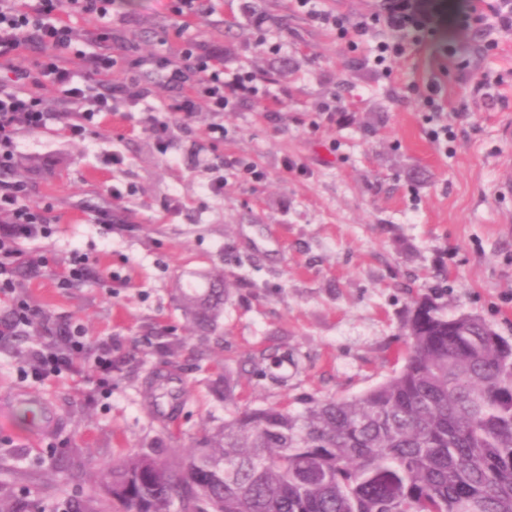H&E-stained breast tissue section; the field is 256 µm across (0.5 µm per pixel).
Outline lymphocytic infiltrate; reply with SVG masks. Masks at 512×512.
I'll return each mask as SVG.
<instances>
[{
    "instance_id": "f902f5d3",
    "label": "lymphocytic infiltrate",
    "mask_w": 512,
    "mask_h": 512,
    "mask_svg": "<svg viewBox=\"0 0 512 512\" xmlns=\"http://www.w3.org/2000/svg\"><path fill=\"white\" fill-rule=\"evenodd\" d=\"M308 7L310 0H297ZM115 0H0V71L8 73L9 84L0 85V216L7 217V229L0 231V296L12 297L15 274L20 265H41L43 256L26 253L24 239L50 232V207L29 198V187L14 178L18 138L24 133L47 129L55 115L37 96L36 87H56L72 105L75 117L67 125L68 135L82 139L95 134L98 118L111 111L114 96L103 89L98 77L111 72L117 60L108 53L112 43V7ZM309 9V7H308ZM92 16L100 27L88 37L87 49L73 46L71 26L60 13ZM309 18L337 28L341 38L368 35L377 23L394 30L412 29L422 37L432 29L420 17L414 0H384L380 11L353 20L342 15L309 9ZM462 29L512 31V0H465L460 16ZM35 53L32 67L17 63L24 51ZM182 68L168 75L181 91L170 103V120H155L149 133L159 141L171 133V120L185 123L195 116L197 100H205L214 114L236 110L251 99L264 97L255 76L247 70L224 71V54L216 48L202 49L186 43L181 51Z\"/></svg>"
}]
</instances>
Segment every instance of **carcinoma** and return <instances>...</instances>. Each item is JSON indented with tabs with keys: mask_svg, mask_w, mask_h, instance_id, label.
I'll return each mask as SVG.
<instances>
[{
	"mask_svg": "<svg viewBox=\"0 0 512 512\" xmlns=\"http://www.w3.org/2000/svg\"><path fill=\"white\" fill-rule=\"evenodd\" d=\"M228 288L210 276L182 307L214 330ZM403 364L352 398L300 412L236 408L178 465L105 463L123 512H512V344L483 319L462 329L431 296L409 309Z\"/></svg>",
	"mask_w": 512,
	"mask_h": 512,
	"instance_id": "obj_1",
	"label": "carcinoma"
}]
</instances>
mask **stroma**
<instances>
[{
	"label": "stroma",
	"instance_id": "stroma-1",
	"mask_svg": "<svg viewBox=\"0 0 512 512\" xmlns=\"http://www.w3.org/2000/svg\"><path fill=\"white\" fill-rule=\"evenodd\" d=\"M417 2L435 40L383 68L373 49L384 32L349 47L296 0H205L178 22L167 0H119L112 79L140 91L138 103L117 97L99 133L78 141L62 129L70 104L40 89L59 120L20 136L14 175L31 200L52 204L54 232L22 244L49 265L16 274L41 325L0 334V512L35 502L64 512L102 483L99 464L190 451L237 405L298 411L363 393L401 366L418 296L512 340V197L495 193L512 181V139L502 134L512 121V32L464 37L462 0ZM188 41L221 48L227 67L249 68L270 95L224 113L223 142L212 140L215 117L201 102L160 145L145 126L174 98L167 74ZM425 94L435 111L420 107ZM442 126L448 136L435 140ZM223 158L253 163L262 180L230 174L223 196L211 195L199 162ZM76 253L90 275L60 287ZM216 270L230 288L216 332L202 336L181 295ZM114 276L125 287H105ZM76 325L86 337L77 368L36 377L28 352L64 348ZM104 343L108 389L92 367ZM164 382L182 396L171 419L148 393ZM47 406L59 425L43 438Z\"/></svg>",
	"mask_w": 512,
	"mask_h": 512
}]
</instances>
